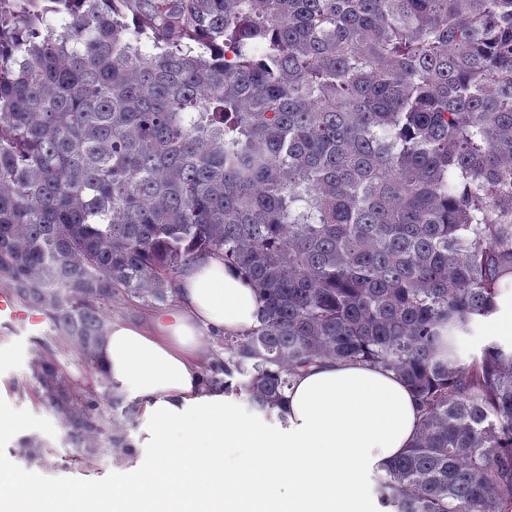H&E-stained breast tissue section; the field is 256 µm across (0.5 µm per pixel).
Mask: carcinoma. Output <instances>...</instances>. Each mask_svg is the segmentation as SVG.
Masks as SVG:
<instances>
[{
  "label": "carcinoma",
  "instance_id": "carcinoma-1",
  "mask_svg": "<svg viewBox=\"0 0 512 512\" xmlns=\"http://www.w3.org/2000/svg\"><path fill=\"white\" fill-rule=\"evenodd\" d=\"M211 253L260 309L205 383L270 413L317 361L392 372L382 504L512 512V346L455 345L512 276V0H0V280L63 341L29 369L76 455L131 448L123 398L56 351L99 371L104 307ZM58 359L72 379L79 383L92 381V373L82 358L73 350L58 354Z\"/></svg>",
  "mask_w": 512,
  "mask_h": 512
}]
</instances>
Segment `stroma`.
<instances>
[{"mask_svg":"<svg viewBox=\"0 0 512 512\" xmlns=\"http://www.w3.org/2000/svg\"><path fill=\"white\" fill-rule=\"evenodd\" d=\"M54 333L48 324L39 328L0 326V413L18 421L22 436L45 442L46 452L28 459L20 456V438L11 427L0 426V458L8 459L20 472L36 475L48 486L100 484L119 486L126 480V461L116 460L108 446H101L89 462L77 460L66 440L60 417L41 406L35 396V384L28 373V362L35 339H50ZM512 343V329L494 331L491 319L474 322L461 334L457 350L461 363H468L488 342Z\"/></svg>","mask_w":512,"mask_h":512,"instance_id":"stroma-1","label":"stroma"}]
</instances>
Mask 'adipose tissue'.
Listing matches in <instances>:
<instances>
[{
    "label": "adipose tissue",
    "mask_w": 512,
    "mask_h": 512,
    "mask_svg": "<svg viewBox=\"0 0 512 512\" xmlns=\"http://www.w3.org/2000/svg\"><path fill=\"white\" fill-rule=\"evenodd\" d=\"M249 280L211 254L188 266L175 309L115 320L97 350L113 389L141 409L142 431L120 487L46 486L0 461V512H353L363 470L387 468L413 444L420 410L394 373L324 360L292 376L280 440L202 383L201 331L236 336L256 323ZM154 457L143 461L139 451Z\"/></svg>",
    "instance_id": "adipose-tissue-1"
}]
</instances>
